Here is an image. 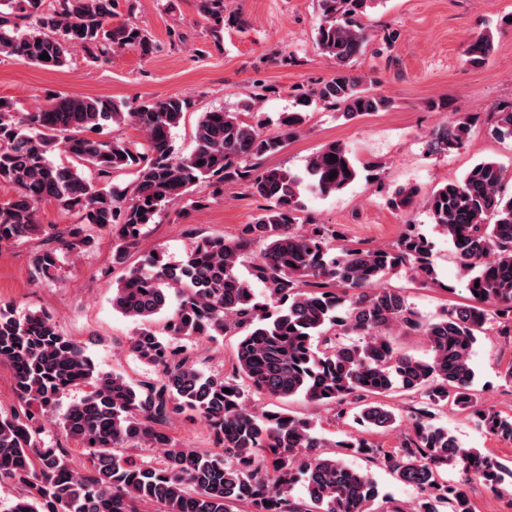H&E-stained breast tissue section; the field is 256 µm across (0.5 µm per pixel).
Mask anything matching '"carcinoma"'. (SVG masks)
<instances>
[{
  "label": "carcinoma",
  "instance_id": "carcinoma-1",
  "mask_svg": "<svg viewBox=\"0 0 512 512\" xmlns=\"http://www.w3.org/2000/svg\"><path fill=\"white\" fill-rule=\"evenodd\" d=\"M374 2L318 0L316 43L335 72L315 91L298 95L296 109L280 115L275 137L239 112L210 110L199 117L193 149L180 156L172 133L195 104L189 96L127 107L105 97L55 95L28 112L0 97V184L15 192L0 202V243L43 234L34 266L47 281L59 277L60 253L92 249L97 231L112 235V257L123 263L140 243L138 232L199 183L219 194L224 183L243 182L269 202L238 237H197L176 264L150 254L112 285L113 309L136 324L130 351L157 371L151 381L99 371L46 314L20 318L0 305V366L11 370L20 401V410L0 414V487L16 490L10 512H145L147 502L156 512H232L234 506L246 512H376L380 490L372 476L323 455L320 449L331 442L310 422L249 408L251 393L330 405L337 418L350 416L367 432L388 431L397 421L383 397L411 393L425 409L411 415L412 430L399 447L386 450L353 433L331 444L350 456L378 459L418 491L410 508L398 512H443L446 504L451 512H474L468 481L512 497V482L505 483L511 467L424 419L450 405L471 414L485 432L512 439V414L480 407L472 362L487 331L497 327L512 335V191L504 167L481 160L429 196L431 219L454 248L470 303L422 320L400 291L383 285L402 269L421 285L435 282L434 245L415 228L392 247L371 249L336 245V232L325 224L295 231L302 182L328 196L356 181L359 172L344 145L329 143L309 157L303 178L258 163L300 133L313 106L337 110L347 120L392 107L351 69L369 42L359 17ZM116 3L0 0V56L55 69L79 51L93 62L127 47L144 57L156 52L136 22L112 25ZM198 9L215 30L237 22L224 16V0H198ZM493 49V34L480 33L469 41L464 61L478 67ZM44 53L50 60L40 59ZM108 124L130 126L142 141L87 136ZM471 126L469 113H456L432 133L430 151L463 149ZM493 132L512 139V103L493 113ZM332 154L337 161H330ZM132 167V189H117L113 175ZM418 193L402 188L391 203L410 209ZM44 204L76 215L78 223L64 232L40 224ZM247 263L245 278L239 268ZM159 315L164 336L153 327ZM395 323L425 337L427 359L394 351L382 333ZM229 334L237 337L230 371L206 374L186 343L217 344ZM75 388L83 395L59 413L58 427L65 440L82 447L87 464L80 470L70 449L45 444L44 429L29 412L34 405L56 412L61 397ZM186 411L205 418L214 448H181L167 433L171 416ZM138 447L157 448L160 455L134 461L115 452ZM450 465L459 468L462 482L439 480ZM299 483L305 497L297 502Z\"/></svg>",
  "mask_w": 512,
  "mask_h": 512
}]
</instances>
